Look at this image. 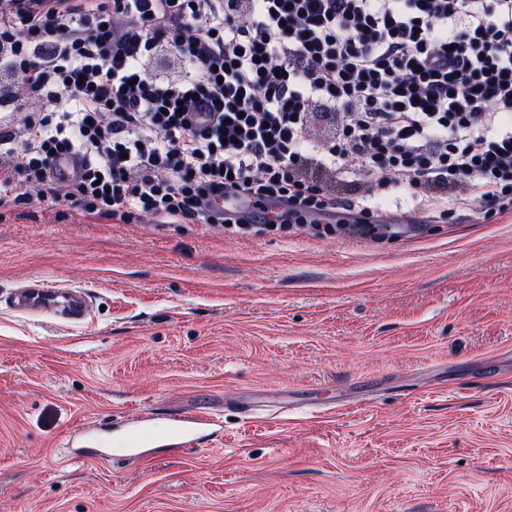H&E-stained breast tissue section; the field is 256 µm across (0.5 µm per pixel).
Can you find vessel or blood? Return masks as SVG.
<instances>
[{"label": "vessel or blood", "mask_w": 512, "mask_h": 512, "mask_svg": "<svg viewBox=\"0 0 512 512\" xmlns=\"http://www.w3.org/2000/svg\"><path fill=\"white\" fill-rule=\"evenodd\" d=\"M11 306L20 312L53 314L63 310L72 323L85 320L89 308L87 296L78 289L62 288L57 283L37 280L32 284L14 289L9 294ZM216 415L206 412L186 413L174 417L163 435H156L150 420L141 419L126 424L120 431L128 451L135 452L149 447L155 440L179 448L196 447L204 430L218 427ZM68 446L79 457H107L112 452L111 437L99 429L87 425L75 429Z\"/></svg>", "instance_id": "vessel-or-blood-1"}]
</instances>
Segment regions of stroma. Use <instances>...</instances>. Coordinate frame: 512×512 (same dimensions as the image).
<instances>
[{
    "instance_id": "obj_1",
    "label": "stroma",
    "mask_w": 512,
    "mask_h": 512,
    "mask_svg": "<svg viewBox=\"0 0 512 512\" xmlns=\"http://www.w3.org/2000/svg\"><path fill=\"white\" fill-rule=\"evenodd\" d=\"M60 281L84 322L8 293ZM206 409L198 447L69 456ZM0 512H512V201L313 236L0 209ZM67 448H72L79 457H111L112 437L104 436L96 427L84 424L71 433Z\"/></svg>"
}]
</instances>
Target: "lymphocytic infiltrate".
Wrapping results in <instances>:
<instances>
[{"mask_svg": "<svg viewBox=\"0 0 512 512\" xmlns=\"http://www.w3.org/2000/svg\"><path fill=\"white\" fill-rule=\"evenodd\" d=\"M0 112V208L258 235L334 233L390 188L489 212L512 196V0H0Z\"/></svg>", "mask_w": 512, "mask_h": 512, "instance_id": "f902f5d3", "label": "lymphocytic infiltrate"}]
</instances>
